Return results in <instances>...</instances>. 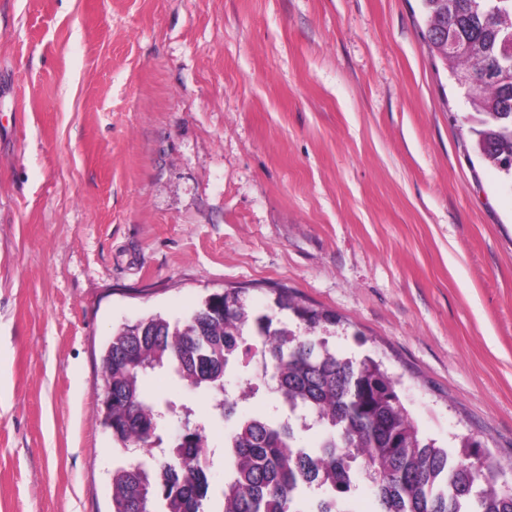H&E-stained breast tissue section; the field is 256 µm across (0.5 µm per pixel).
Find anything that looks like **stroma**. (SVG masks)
I'll return each mask as SVG.
<instances>
[{
    "mask_svg": "<svg viewBox=\"0 0 512 512\" xmlns=\"http://www.w3.org/2000/svg\"><path fill=\"white\" fill-rule=\"evenodd\" d=\"M423 29L421 0H0V512H112L113 332L230 288L334 314L422 432L512 468V184Z\"/></svg>",
    "mask_w": 512,
    "mask_h": 512,
    "instance_id": "stroma-1",
    "label": "stroma"
}]
</instances>
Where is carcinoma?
Segmentation results:
<instances>
[{"label":"carcinoma","instance_id":"obj_1","mask_svg":"<svg viewBox=\"0 0 512 512\" xmlns=\"http://www.w3.org/2000/svg\"><path fill=\"white\" fill-rule=\"evenodd\" d=\"M428 45L438 54L454 37L461 52L448 69L466 73L470 133L480 157L512 176V77L491 74L512 42V0H422ZM293 315L302 326L288 325ZM336 318L276 290L271 310H257L243 292L208 295L180 322L160 315L120 327L103 357L112 391V438L140 458L112 472L113 512H209L214 451L206 426L185 404L163 448L159 402L145 390L148 374L172 369L191 392L207 393L224 436L222 512H346L364 477L374 512H512L503 469L463 438L447 448L424 435L403 405L397 380L372 358L342 356L319 334ZM271 374L268 392L296 415L282 421L239 414ZM318 428L313 447L300 433ZM316 493L306 511L301 500Z\"/></svg>","mask_w":512,"mask_h":512}]
</instances>
